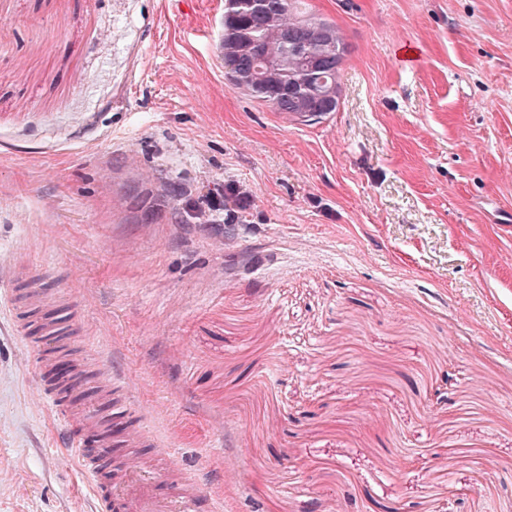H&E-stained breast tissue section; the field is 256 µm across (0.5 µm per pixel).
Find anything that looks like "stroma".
<instances>
[{
  "label": "stroma",
  "instance_id": "obj_1",
  "mask_svg": "<svg viewBox=\"0 0 512 512\" xmlns=\"http://www.w3.org/2000/svg\"><path fill=\"white\" fill-rule=\"evenodd\" d=\"M224 2L0 0V512H99L37 394L78 355L224 512H512V0H303L312 126L227 83ZM245 196V193H240L238 189L232 188L226 194L223 186L218 185L208 194L207 210H197L194 218L204 223H216L219 221L216 220V217L223 214L224 210H229L231 207L242 208Z\"/></svg>",
  "mask_w": 512,
  "mask_h": 512
}]
</instances>
